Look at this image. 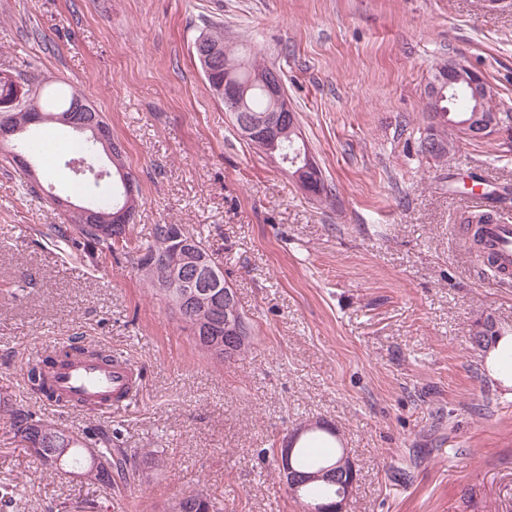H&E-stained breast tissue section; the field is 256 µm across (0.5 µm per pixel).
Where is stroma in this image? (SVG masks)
Listing matches in <instances>:
<instances>
[{"instance_id":"stroma-1","label":"stroma","mask_w":512,"mask_h":512,"mask_svg":"<svg viewBox=\"0 0 512 512\" xmlns=\"http://www.w3.org/2000/svg\"><path fill=\"white\" fill-rule=\"evenodd\" d=\"M280 70L331 194L314 198L238 134L193 56L203 20ZM464 58L512 104V5L488 0H0V76L64 86L108 118L141 190L125 250L49 235L45 185L81 204L68 152L0 160V392L82 434L156 450L148 478L105 492L44 465L0 414V487L17 512H164L191 491L222 512H302L270 454L328 423L356 463L347 512H512V398L487 373L480 324L512 330V278L465 243L473 195H512V124L420 151L433 65ZM200 234L252 338L235 359L196 346L137 249L156 225ZM126 352L135 405L47 406L22 366L46 341Z\"/></svg>"}]
</instances>
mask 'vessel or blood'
<instances>
[{"mask_svg": "<svg viewBox=\"0 0 512 512\" xmlns=\"http://www.w3.org/2000/svg\"><path fill=\"white\" fill-rule=\"evenodd\" d=\"M487 248L504 272H512V223L498 221L482 227ZM51 397L48 405L63 408L87 402L109 411L129 406L126 393L139 380L135 362L124 353L105 363L85 355H76L47 369Z\"/></svg>", "mask_w": 512, "mask_h": 512, "instance_id": "obj_1", "label": "vessel or blood"}]
</instances>
